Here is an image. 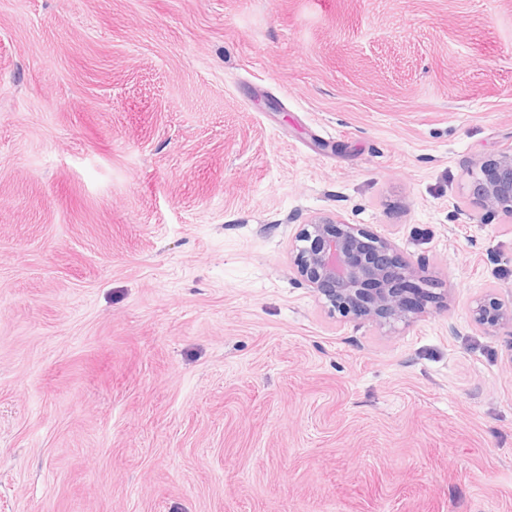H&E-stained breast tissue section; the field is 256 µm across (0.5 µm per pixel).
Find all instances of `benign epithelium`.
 Masks as SVG:
<instances>
[{
    "label": "benign epithelium",
    "instance_id": "benign-epithelium-1",
    "mask_svg": "<svg viewBox=\"0 0 512 512\" xmlns=\"http://www.w3.org/2000/svg\"><path fill=\"white\" fill-rule=\"evenodd\" d=\"M468 191L482 209L512 216V153L479 159L468 171ZM293 266L324 304L344 318L379 326L408 322L430 313L429 290L410 281L419 269L397 254L387 238L356 224L317 216L296 236ZM472 323L487 335H512V298L495 293L476 298Z\"/></svg>",
    "mask_w": 512,
    "mask_h": 512
}]
</instances>
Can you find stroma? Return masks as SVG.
<instances>
[{"label":"stroma","instance_id":"35a3bbf8","mask_svg":"<svg viewBox=\"0 0 512 512\" xmlns=\"http://www.w3.org/2000/svg\"><path fill=\"white\" fill-rule=\"evenodd\" d=\"M512 0H0V512H512ZM335 215L441 308L295 275ZM468 191L482 209L512 216V153L479 159L468 171ZM472 323L487 335H498L501 331L512 338V293L504 300L495 293L477 297L470 308Z\"/></svg>","mask_w":512,"mask_h":512}]
</instances>
